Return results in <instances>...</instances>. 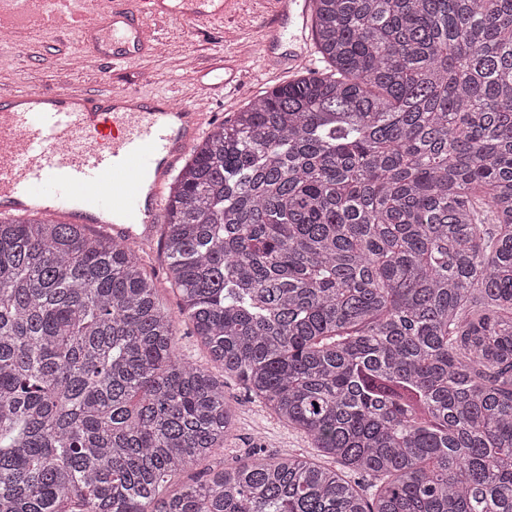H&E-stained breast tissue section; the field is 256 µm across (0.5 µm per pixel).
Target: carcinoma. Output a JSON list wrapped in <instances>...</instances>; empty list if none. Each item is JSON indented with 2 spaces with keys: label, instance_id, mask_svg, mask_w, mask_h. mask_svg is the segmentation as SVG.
I'll return each mask as SVG.
<instances>
[{
  "label": "carcinoma",
  "instance_id": "obj_1",
  "mask_svg": "<svg viewBox=\"0 0 512 512\" xmlns=\"http://www.w3.org/2000/svg\"><path fill=\"white\" fill-rule=\"evenodd\" d=\"M328 70L210 128L160 250L0 218V512H512V0H313ZM224 374L324 465L224 448ZM143 263L148 272L154 273L156 276V283L159 288V295L162 301L171 309L172 312L178 314V303L180 298L176 291L171 289L169 283L165 279L162 270L163 256L161 251H157L153 257H143Z\"/></svg>",
  "mask_w": 512,
  "mask_h": 512
}]
</instances>
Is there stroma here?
Listing matches in <instances>:
<instances>
[{"mask_svg":"<svg viewBox=\"0 0 512 512\" xmlns=\"http://www.w3.org/2000/svg\"><path fill=\"white\" fill-rule=\"evenodd\" d=\"M283 5V0H233L228 15L221 22L195 29L180 20L169 21L162 30L167 44L165 51L140 55L113 67L97 60L80 68L73 67V56L83 51L81 29L71 28L67 40L63 41L55 28L38 23L33 32L26 35L24 47H17L11 37H0V59L9 61L8 67H0V88L51 89L66 80L78 88L94 89L116 81L141 87L149 95L176 92L190 99L194 96V86L183 68L185 58L206 61L216 54L236 55L244 63L237 92L229 98L215 96L205 104L212 123L217 124L232 117L271 86L287 81V73L277 64L264 61L257 46L260 26ZM177 339L182 358L206 367L213 378L223 380L224 398L235 411V426L223 450L176 474L171 490H179L200 471L235 465L257 446L264 448L269 456L291 449L317 459V451L303 432L281 422L250 396L237 379L224 377L221 369L211 363L206 347L192 336L189 325H180Z\"/></svg>","mask_w":512,"mask_h":512,"instance_id":"1","label":"stroma"}]
</instances>
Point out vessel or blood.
Here are the masks:
<instances>
[{"mask_svg":"<svg viewBox=\"0 0 512 512\" xmlns=\"http://www.w3.org/2000/svg\"><path fill=\"white\" fill-rule=\"evenodd\" d=\"M65 9L94 17L84 27L86 52L126 60L128 48L153 51L155 23L203 24L223 18L226 0H66ZM312 0H286L262 29L258 49L275 57L283 38L308 41ZM227 64L215 56L194 66L199 97L224 88ZM208 122L195 105L115 85L79 90L0 89V212L37 208L67 224L152 245L165 209L164 188Z\"/></svg>","mask_w":512,"mask_h":512,"instance_id":"1","label":"vessel or blood"}]
</instances>
